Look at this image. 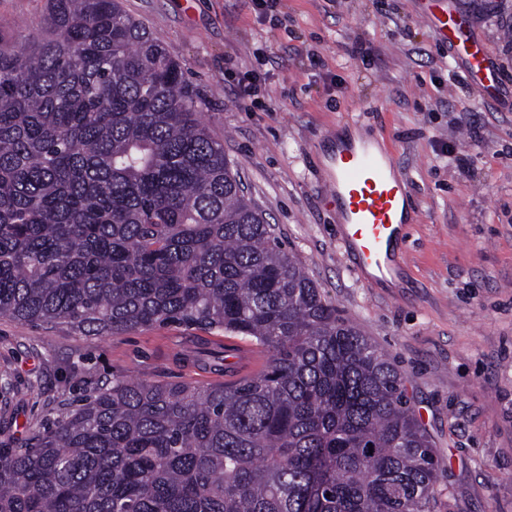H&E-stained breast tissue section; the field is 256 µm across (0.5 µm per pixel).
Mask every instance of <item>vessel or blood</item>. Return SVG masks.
I'll use <instances>...</instances> for the list:
<instances>
[{
  "mask_svg": "<svg viewBox=\"0 0 512 512\" xmlns=\"http://www.w3.org/2000/svg\"><path fill=\"white\" fill-rule=\"evenodd\" d=\"M438 34L464 53L467 70L483 95L503 88L502 78L486 46L470 30L463 14L448 10L433 17ZM410 188L393 154L378 141H340L324 182V199L335 205L344 226L343 241L357 269L390 270L404 224L414 207Z\"/></svg>",
  "mask_w": 512,
  "mask_h": 512,
  "instance_id": "vessel-or-blood-1",
  "label": "vessel or blood"
}]
</instances>
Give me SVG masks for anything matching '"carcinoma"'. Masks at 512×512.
I'll list each match as a JSON object with an SVG mask.
<instances>
[{"label": "carcinoma", "instance_id": "1", "mask_svg": "<svg viewBox=\"0 0 512 512\" xmlns=\"http://www.w3.org/2000/svg\"><path fill=\"white\" fill-rule=\"evenodd\" d=\"M196 91L121 0H47L0 46V317L221 330L218 385L116 377L0 448V512H432L439 460L394 364L278 241Z\"/></svg>", "mask_w": 512, "mask_h": 512}]
</instances>
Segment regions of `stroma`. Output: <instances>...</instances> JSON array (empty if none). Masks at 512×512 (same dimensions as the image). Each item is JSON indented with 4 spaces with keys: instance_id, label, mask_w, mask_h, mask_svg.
<instances>
[{
    "instance_id": "stroma-1",
    "label": "stroma",
    "mask_w": 512,
    "mask_h": 512,
    "mask_svg": "<svg viewBox=\"0 0 512 512\" xmlns=\"http://www.w3.org/2000/svg\"><path fill=\"white\" fill-rule=\"evenodd\" d=\"M504 93L482 98L425 16L429 0H122L183 66L244 192L321 289L402 373L440 460L436 512H512V0H453ZM46 0H0V40L40 32ZM259 77L261 106L237 83ZM379 135L411 183L398 282L351 271L323 180L348 123ZM451 157H442L441 147ZM220 332L95 336L0 318V446L28 448L113 377L213 384L184 362Z\"/></svg>"
}]
</instances>
